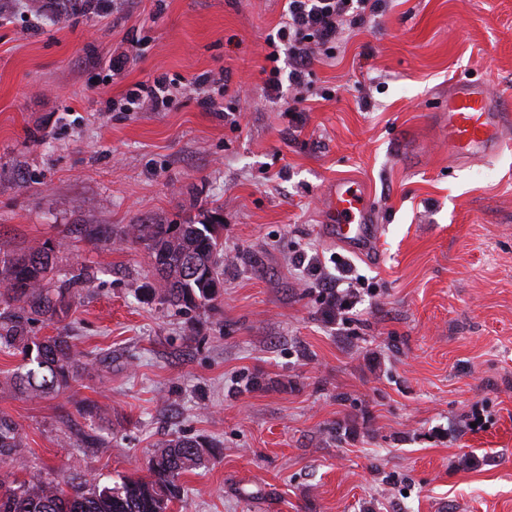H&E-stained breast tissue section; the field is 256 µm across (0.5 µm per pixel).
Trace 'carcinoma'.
I'll use <instances>...</instances> for the list:
<instances>
[{"label":"carcinoma","instance_id":"carcinoma-1","mask_svg":"<svg viewBox=\"0 0 512 512\" xmlns=\"http://www.w3.org/2000/svg\"><path fill=\"white\" fill-rule=\"evenodd\" d=\"M222 224H130L124 238L141 246L160 277L153 289L159 303L184 312L212 307L221 288L224 266ZM62 243L43 242L17 252L0 251V352L19 351L31 367L18 372L7 389L38 396L60 393L75 380L81 359L70 336L59 332L42 341L27 335L28 316L52 323L63 321L71 308V288L48 287L56 249ZM22 431L0 415V459L22 447ZM207 445L189 438L158 445L144 478L99 485L75 474L54 476L37 472L28 479L0 482V512H167L181 496L180 476L201 463Z\"/></svg>","mask_w":512,"mask_h":512}]
</instances>
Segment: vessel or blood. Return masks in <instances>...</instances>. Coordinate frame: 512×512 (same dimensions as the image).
Instances as JSON below:
<instances>
[{
    "mask_svg": "<svg viewBox=\"0 0 512 512\" xmlns=\"http://www.w3.org/2000/svg\"><path fill=\"white\" fill-rule=\"evenodd\" d=\"M435 118L453 160L469 161L502 150L501 131L512 114L487 85L458 82L449 88ZM323 221L326 234L336 243L359 254L378 252L377 211L357 183L339 179L329 184Z\"/></svg>",
    "mask_w": 512,
    "mask_h": 512,
    "instance_id": "vessel-or-blood-1",
    "label": "vessel or blood"
}]
</instances>
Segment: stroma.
<instances>
[{
  "label": "stroma",
  "mask_w": 512,
  "mask_h": 512,
  "mask_svg": "<svg viewBox=\"0 0 512 512\" xmlns=\"http://www.w3.org/2000/svg\"><path fill=\"white\" fill-rule=\"evenodd\" d=\"M285 3L0 0V248L59 241L51 287L92 276L72 386L0 393L23 432L0 478L112 485L181 437L213 452L168 512H512V151L453 162L431 118L465 78L512 102V0H385L295 116L267 84ZM204 74L225 77L218 109ZM158 78L168 107L112 110ZM340 177L378 210L377 255L320 231ZM189 219L223 222L226 262L215 307L182 315L121 235ZM309 258L362 275L345 316Z\"/></svg>",
  "instance_id": "35a3bbf8"
}]
</instances>
